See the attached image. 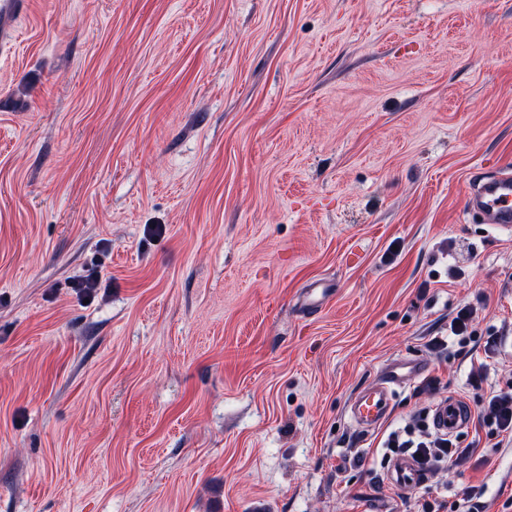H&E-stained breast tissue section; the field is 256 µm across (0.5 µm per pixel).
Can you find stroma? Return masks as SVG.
<instances>
[{"label":"stroma","mask_w":512,"mask_h":512,"mask_svg":"<svg viewBox=\"0 0 512 512\" xmlns=\"http://www.w3.org/2000/svg\"><path fill=\"white\" fill-rule=\"evenodd\" d=\"M501 169L512 0H33L0 56V512H512L475 422L384 481L391 432L512 383V235L465 208ZM426 363L419 358H398L384 364L372 384L356 392L349 400L351 419L364 433L375 431L388 417L399 389L420 378ZM387 447L415 448L413 453L429 470L457 462L471 452L468 448H456V444L448 438L424 436V439L418 441L410 438L401 441L395 433L389 436ZM387 479L400 487H418L428 479V471L412 456L396 458L389 467Z\"/></svg>","instance_id":"obj_1"}]
</instances>
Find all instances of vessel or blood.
<instances>
[{
  "mask_svg": "<svg viewBox=\"0 0 512 512\" xmlns=\"http://www.w3.org/2000/svg\"><path fill=\"white\" fill-rule=\"evenodd\" d=\"M30 0H0V52L13 47L19 22L30 12ZM468 210L479 213L485 223L501 231L512 230V175L471 183L466 195ZM426 364L419 358H398L384 364L372 384L356 392L349 400L348 410L358 429L365 434L375 431L388 417L399 389L420 378ZM469 406L452 396L439 400L431 415L434 429L450 435L468 427ZM387 479L400 487H418L428 478L427 470L412 456L396 458L389 467Z\"/></svg>",
  "mask_w": 512,
  "mask_h": 512,
  "instance_id": "b4317fda",
  "label": "vessel or blood"
}]
</instances>
